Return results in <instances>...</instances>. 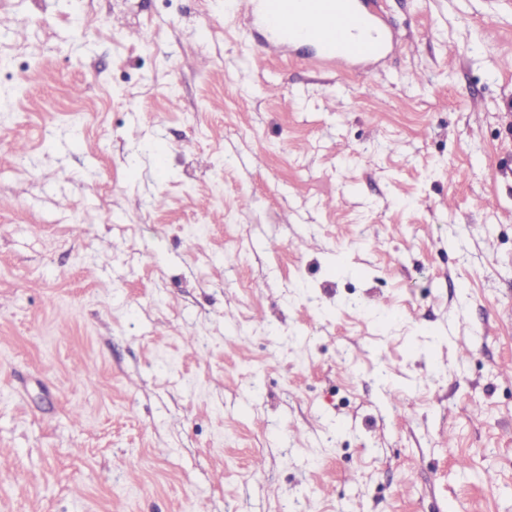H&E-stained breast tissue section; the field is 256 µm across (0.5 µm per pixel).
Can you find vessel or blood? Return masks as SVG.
Here are the masks:
<instances>
[{"instance_id":"1","label":"vessel or blood","mask_w":512,"mask_h":512,"mask_svg":"<svg viewBox=\"0 0 512 512\" xmlns=\"http://www.w3.org/2000/svg\"><path fill=\"white\" fill-rule=\"evenodd\" d=\"M260 58L303 55L312 66L361 74L398 41L381 0H233Z\"/></svg>"}]
</instances>
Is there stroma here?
I'll list each match as a JSON object with an SVG mask.
<instances>
[{
    "instance_id": "obj_1",
    "label": "stroma",
    "mask_w": 512,
    "mask_h": 512,
    "mask_svg": "<svg viewBox=\"0 0 512 512\" xmlns=\"http://www.w3.org/2000/svg\"><path fill=\"white\" fill-rule=\"evenodd\" d=\"M382 10L0 0V512H512V0ZM260 58L302 54L314 67L368 72L397 47L381 0H234Z\"/></svg>"
}]
</instances>
